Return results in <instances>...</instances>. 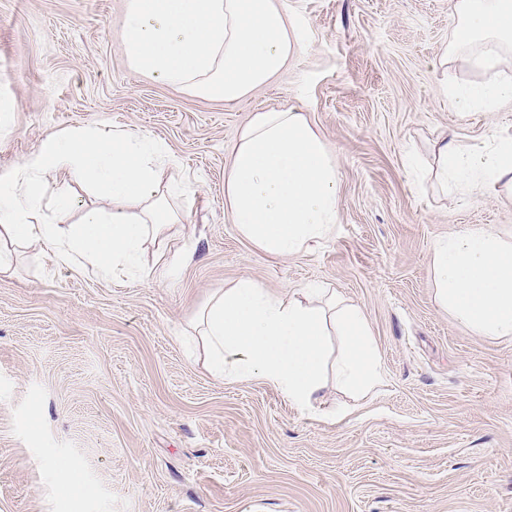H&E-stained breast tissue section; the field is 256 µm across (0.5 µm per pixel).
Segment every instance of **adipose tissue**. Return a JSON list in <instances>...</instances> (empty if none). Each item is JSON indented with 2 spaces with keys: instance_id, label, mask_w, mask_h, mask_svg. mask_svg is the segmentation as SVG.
Wrapping results in <instances>:
<instances>
[{
  "instance_id": "1",
  "label": "adipose tissue",
  "mask_w": 512,
  "mask_h": 512,
  "mask_svg": "<svg viewBox=\"0 0 512 512\" xmlns=\"http://www.w3.org/2000/svg\"><path fill=\"white\" fill-rule=\"evenodd\" d=\"M454 41L444 63L480 75L462 84L446 74L438 88L460 114L496 112L512 103V0H453ZM304 47L303 29L276 0H127L123 49L137 71L231 102L267 83ZM430 174L440 187L485 194L512 188V137L477 143L440 138ZM174 157L142 133L105 129L52 133L10 170L0 171V275L16 254L38 244L62 263L106 276L135 269L166 278L168 265L147 267L148 248L180 221L191 183H163ZM77 182L112 199L111 210L85 209L74 224L48 220L50 177ZM336 160L305 113L261 111L241 131L224 181L239 232L266 254L286 258L329 239L336 224ZM434 300L476 335L512 339V240L470 227L432 248ZM322 289L281 297L245 278L212 296L192 334L212 370L228 381L260 378L304 414H318L328 374L364 393L378 381L376 350L363 315L322 303ZM343 338L330 356V332Z\"/></svg>"
}]
</instances>
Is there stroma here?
<instances>
[{
  "label": "stroma",
  "mask_w": 512,
  "mask_h": 512,
  "mask_svg": "<svg viewBox=\"0 0 512 512\" xmlns=\"http://www.w3.org/2000/svg\"><path fill=\"white\" fill-rule=\"evenodd\" d=\"M305 49L227 102L135 71L126 0H0V171L54 132H142L195 193L146 265L166 280H103L22 254L0 277V512H512V339L474 335L433 301L434 242L468 226L512 233V199L442 194V135L512 136V106L460 115L437 98L451 0H282ZM299 108L336 159L332 238L262 253L233 224L224 175L257 112ZM244 277L309 283L363 314L383 383L355 396L328 378L325 420L259 379L227 382L189 345L209 297ZM79 480L62 493L43 462Z\"/></svg>",
  "instance_id": "stroma-1"
}]
</instances>
